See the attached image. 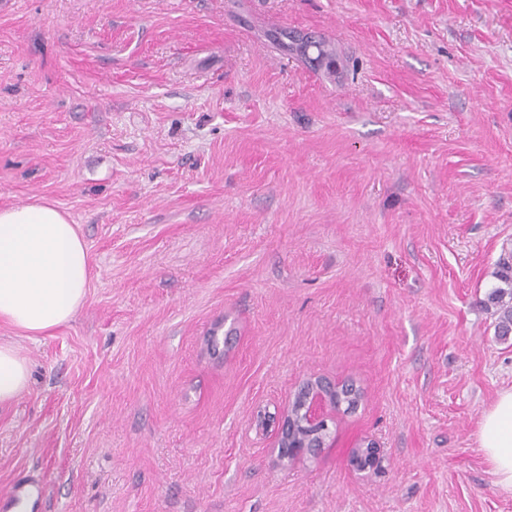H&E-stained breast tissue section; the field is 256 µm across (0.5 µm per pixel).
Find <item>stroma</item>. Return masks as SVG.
Wrapping results in <instances>:
<instances>
[{"label":"stroma","instance_id":"35a3bbf8","mask_svg":"<svg viewBox=\"0 0 512 512\" xmlns=\"http://www.w3.org/2000/svg\"><path fill=\"white\" fill-rule=\"evenodd\" d=\"M42 199L91 281L50 335L0 325L31 362L0 406V491L39 478L34 512H512L478 442L512 388L484 308L512 252V0H0V207ZM310 376L363 400L332 447L278 462L259 416ZM371 439L364 440L352 450L351 456L354 465L360 470L371 468L379 463L380 448Z\"/></svg>","mask_w":512,"mask_h":512}]
</instances>
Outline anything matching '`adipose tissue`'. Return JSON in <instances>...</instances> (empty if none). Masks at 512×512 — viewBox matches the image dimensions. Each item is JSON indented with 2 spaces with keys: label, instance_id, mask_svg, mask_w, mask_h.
I'll list each match as a JSON object with an SVG mask.
<instances>
[{
  "label": "adipose tissue",
  "instance_id": "1",
  "mask_svg": "<svg viewBox=\"0 0 512 512\" xmlns=\"http://www.w3.org/2000/svg\"><path fill=\"white\" fill-rule=\"evenodd\" d=\"M90 258L79 227L53 203L0 208V323L33 339L69 324L84 305ZM30 362L0 344V404L30 383ZM497 486L512 492V389L484 412L478 433Z\"/></svg>",
  "mask_w": 512,
  "mask_h": 512
}]
</instances>
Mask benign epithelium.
I'll list each match as a JSON object with an SVG mask.
<instances>
[{"label": "benign epithelium", "mask_w": 512, "mask_h": 512, "mask_svg": "<svg viewBox=\"0 0 512 512\" xmlns=\"http://www.w3.org/2000/svg\"><path fill=\"white\" fill-rule=\"evenodd\" d=\"M356 388L341 393V386L327 383L319 378L310 377L297 387L294 400L297 401L295 417L302 433L286 436L283 432L284 421L288 413L284 412L277 421L278 455L282 462L315 457L322 449L331 447L329 422L342 407V399L355 398ZM354 465L362 470L379 463L380 448L375 441L368 439L352 450Z\"/></svg>", "instance_id": "7a95c632"}]
</instances>
